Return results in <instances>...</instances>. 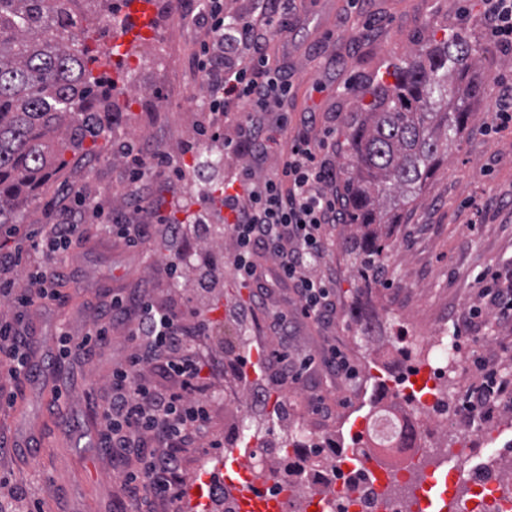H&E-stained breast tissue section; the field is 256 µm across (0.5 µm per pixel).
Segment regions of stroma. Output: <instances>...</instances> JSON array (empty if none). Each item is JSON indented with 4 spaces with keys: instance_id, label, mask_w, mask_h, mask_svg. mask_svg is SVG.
<instances>
[{
    "instance_id": "stroma-1",
    "label": "stroma",
    "mask_w": 512,
    "mask_h": 512,
    "mask_svg": "<svg viewBox=\"0 0 512 512\" xmlns=\"http://www.w3.org/2000/svg\"><path fill=\"white\" fill-rule=\"evenodd\" d=\"M112 3L78 0L75 10L94 57L89 68L93 75L110 77L120 118L110 140L98 141L90 151L67 153V166L27 208L21 223L0 226V254H22L16 266L0 270V279L13 281L15 289L26 288L29 272L46 262L29 251V235L71 206L75 191L90 193L106 209H121L127 167L113 158V146L131 142L143 154L161 150L179 161L184 181L154 182L161 204L176 196L187 204L206 192L195 169L196 153L189 148L198 118L195 101L205 93L194 74L199 35L183 21L178 0H154L147 41L136 42L123 63L106 66L102 58L119 32ZM460 5L459 0H307L300 25L288 40L271 42V54L294 74L295 116L335 113L330 140L340 160L349 151V119L366 102L365 87L385 77L388 65L404 58L421 38L442 37L447 29L466 33L481 53V72L489 86L474 103L470 122L448 156L436 165L418 198L399 213L387 274L371 288L380 322L373 335L362 334L351 317L361 288L354 260L345 252L346 228H326L322 266L334 274L336 316L327 325L298 324L289 354L319 360L336 348L355 371L351 379L340 380L317 363L289 384L287 398H280L269 365L277 343L265 336L263 321L244 325L226 317L232 302L248 300L249 289L228 275L223 293L206 300L216 330L206 348L219 362L206 432L220 440L222 449L216 454L207 447L184 450L180 512H193L191 490L202 477L223 485V469L239 462V450L280 446L284 438H297L300 426L312 427L322 446L339 452L353 447L355 421L373 417L397 396L396 380L414 351L402 330L422 336L443 330L456 337L460 359L448 371V384L457 401H465L480 379L474 366L478 358L493 362L501 375L512 376V324L494 323L497 307L480 294L486 269L512 271V128L490 129L496 97L492 81L512 71V53L485 40L481 0L465 4L469 14L464 18ZM344 16L373 17L378 25L361 37L340 25ZM317 52L325 63L314 70L309 58ZM471 199L476 202L472 208L467 205ZM84 234L85 241L73 246L60 271L61 301L24 312L0 295V320H23L30 333L32 365L38 370L19 380L0 367V498L9 501L12 512H129L122 482L136 468V457L106 453L100 442L101 410L110 395L112 370L130 350L126 331L114 326L89 364L61 357L59 334L82 337L97 308L109 304L119 290H144L164 303L196 294L193 270H186L178 286L168 284L164 268L170 253L163 241H150L140 251L94 224L86 225ZM474 307L483 316L466 323ZM253 353L258 360L249 374L238 358ZM245 385L265 387L270 396L269 405L249 424L242 421ZM319 397L331 406L330 418L314 413Z\"/></svg>"
}]
</instances>
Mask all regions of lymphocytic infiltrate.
<instances>
[{"label":"lymphocytic infiltrate","mask_w":512,"mask_h":512,"mask_svg":"<svg viewBox=\"0 0 512 512\" xmlns=\"http://www.w3.org/2000/svg\"><path fill=\"white\" fill-rule=\"evenodd\" d=\"M250 2L249 10L228 12L224 0H203L201 8L187 13L206 33L195 58L206 90L202 118L195 126L197 150L220 147L239 161L236 172L224 180L219 206L201 207L186 220L175 210L152 206L154 175L179 179L184 171L166 153L158 151L147 159L140 151H130L126 164L133 190L124 196L125 211H104L81 196L63 222L45 225L33 247L49 264L15 295L19 307L60 300L57 267L82 239L86 220L105 225L134 249L158 233L173 242L188 234L203 240L219 230L232 243L235 278L254 292L252 304L239 308L240 320L253 316L274 288H290L296 295L292 310L275 309L265 323L266 333L278 341L280 380H297L301 369L312 367V360L290 358L288 340L295 317L320 324L335 312L334 278L318 269L326 251L323 227L343 221L334 191L338 171L329 142L332 131L311 135L317 124L313 115L293 122L294 85L268 52L271 41L287 39L298 24L305 0ZM482 2L488 39L511 53L512 0ZM238 103L246 104L245 112H234ZM228 124L234 127L230 136L224 133ZM272 153L276 165L257 174L255 161ZM265 257L271 267L261 266ZM115 321L125 325L131 351L112 371L111 396L102 411V444L120 453L138 451V469L123 484L128 500L138 506L152 499L174 504L182 482L179 452L201 440L209 419V372L197 340L209 335L211 323L188 303L161 305L142 292L116 295L94 329L81 339H67V350L94 358ZM475 367L482 380L464 406L468 414L478 407L492 409L512 396V380L497 376L484 360H477Z\"/></svg>","instance_id":"lymphocytic-infiltrate-1"}]
</instances>
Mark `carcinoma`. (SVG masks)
Segmentation results:
<instances>
[{"label": "carcinoma", "instance_id": "cac0c4a2", "mask_svg": "<svg viewBox=\"0 0 512 512\" xmlns=\"http://www.w3.org/2000/svg\"><path fill=\"white\" fill-rule=\"evenodd\" d=\"M75 2L0 0V225L16 223L65 152L105 136L118 113L108 82L87 71ZM479 70L464 33L432 36L391 66L393 83L368 89L343 163L344 243L364 287L375 282L374 263L391 256L382 226H394L467 128L471 104L485 94Z\"/></svg>", "mask_w": 512, "mask_h": 512}]
</instances>
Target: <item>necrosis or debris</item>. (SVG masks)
<instances>
[{
	"instance_id": "4bbe7bcc",
	"label": "necrosis or debris",
	"mask_w": 512,
	"mask_h": 512,
	"mask_svg": "<svg viewBox=\"0 0 512 512\" xmlns=\"http://www.w3.org/2000/svg\"><path fill=\"white\" fill-rule=\"evenodd\" d=\"M418 349L438 362L431 372L435 394L416 397L409 383L418 369L408 367L398 380L400 397L395 408L376 418L358 462L343 464L330 448L296 458L307 480L322 488L330 512H406L403 499L392 489L405 481L413 465L426 462L430 440L447 432L452 414L444 380L457 360L455 346L445 345L436 335L419 340ZM472 420L478 428L472 435L475 464L466 471V481L474 490L469 512H512V492L501 489V461L493 447L496 432L482 423L480 414H473Z\"/></svg>"
}]
</instances>
